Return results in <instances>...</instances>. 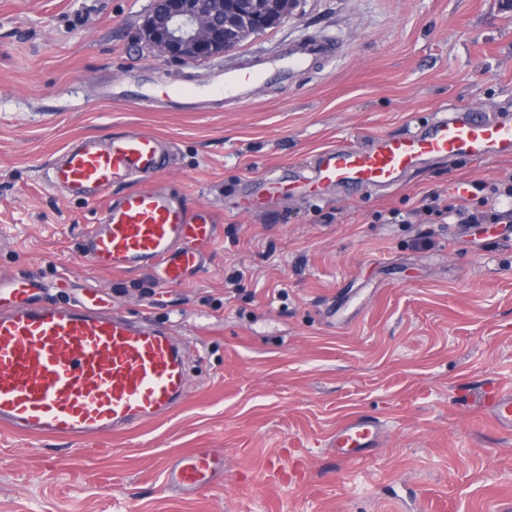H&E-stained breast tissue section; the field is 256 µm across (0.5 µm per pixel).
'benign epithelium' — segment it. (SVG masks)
I'll return each instance as SVG.
<instances>
[{
	"label": "benign epithelium",
	"instance_id": "1",
	"mask_svg": "<svg viewBox=\"0 0 512 512\" xmlns=\"http://www.w3.org/2000/svg\"><path fill=\"white\" fill-rule=\"evenodd\" d=\"M227 0H154L143 30L149 47L172 61H207L224 53Z\"/></svg>",
	"mask_w": 512,
	"mask_h": 512
}]
</instances>
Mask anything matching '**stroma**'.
I'll use <instances>...</instances> for the list:
<instances>
[{"label":"stroma","mask_w":512,"mask_h":512,"mask_svg":"<svg viewBox=\"0 0 512 512\" xmlns=\"http://www.w3.org/2000/svg\"><path fill=\"white\" fill-rule=\"evenodd\" d=\"M151 0H0V276L34 270L53 297L97 295L198 338L185 403L102 449L0 429V512H512V435L489 425L512 382V221L478 229L424 198L512 174V158L435 161L396 188L239 210L248 180L320 150L400 134L442 108L512 115L505 0H298L224 55L176 63L141 29ZM343 44L287 86L226 107L211 96L113 103L147 71L197 88L309 36ZM143 126L172 143L159 179L220 229L181 285L93 269L80 242L102 207L45 183L70 142ZM386 434L360 462L327 446L353 413ZM224 475L169 489L178 456ZM223 475L224 456L211 449L198 448L178 458L168 480L182 491L195 492L210 487Z\"/></svg>","instance_id":"stroma-1"}]
</instances>
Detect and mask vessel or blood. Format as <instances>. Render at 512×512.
I'll return each instance as SVG.
<instances>
[{
    "label": "vessel or blood",
    "mask_w": 512,
    "mask_h": 512,
    "mask_svg": "<svg viewBox=\"0 0 512 512\" xmlns=\"http://www.w3.org/2000/svg\"><path fill=\"white\" fill-rule=\"evenodd\" d=\"M339 56L334 37H312L286 55L225 71L209 92L236 106L261 84L288 83L308 62ZM511 156V120L451 110L364 147L326 148L315 155L310 174L288 181L264 177L246 188L240 206L261 212L271 201L317 198L332 186L351 194L384 190L430 161L486 163ZM164 165L159 136L144 128L72 141L47 165L48 187L104 204L100 221L83 238V261L98 270L149 273L160 288L180 285L203 268L202 247L215 239L217 226L210 213L190 212L183 197L156 184ZM117 185L122 191L116 195ZM198 344L151 317L131 320L110 312L89 296L48 297L37 272L0 277V426L90 447L166 418L188 396L187 350ZM488 419L497 431L512 434V383L499 386ZM384 432L379 418L356 414L337 425L330 446L338 458L356 462L378 447ZM223 474V455L198 448L178 458L168 480L195 492Z\"/></svg>",
    "instance_id": "1"
}]
</instances>
